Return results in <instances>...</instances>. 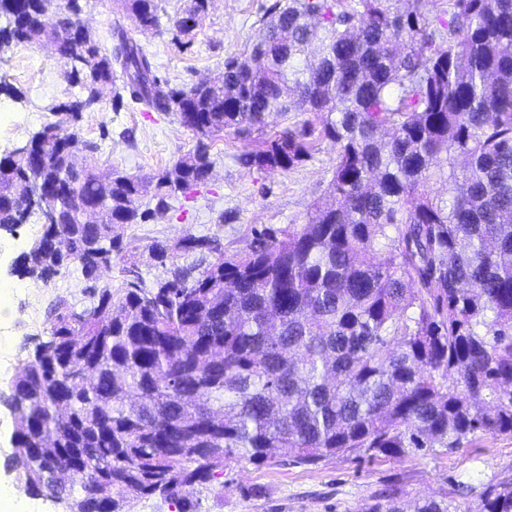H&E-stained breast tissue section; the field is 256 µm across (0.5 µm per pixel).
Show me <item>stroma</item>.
<instances>
[{
	"mask_svg": "<svg viewBox=\"0 0 512 512\" xmlns=\"http://www.w3.org/2000/svg\"><path fill=\"white\" fill-rule=\"evenodd\" d=\"M274 0H211L203 24L190 34L173 37L138 33L124 18L116 0H83L82 18L97 34L103 51H111V27L122 23L129 36L151 53L158 74L171 83L216 80L224 61L246 55L259 20ZM0 154L22 145L41 126L56 122L52 107L63 98V67L38 45L16 43L0 53ZM113 89H105L96 111L84 113L79 124L82 140L97 143L99 166L139 176L144 183L142 203L153 206V178L197 143L195 133L176 115L145 111L142 104L123 97L114 103ZM254 138L224 133L211 148L209 181L173 199L167 213L143 224H120L115 232L123 250L110 270L101 272L99 286L120 290L124 264L135 263L147 285L167 279L170 267L151 259L152 244L176 247L186 237L217 239L225 254L249 248L254 229L280 230L305 223L313 204L323 197L336 152L322 141L312 158L281 170L243 168L238 157L254 145ZM42 219L31 214L15 235L0 236V285H23L0 322L11 328L8 360L0 362V386L31 359L47 338L48 310L63 301L76 309L88 306L87 283L70 269L49 284L21 276L16 269L19 248L41 234ZM512 478V436L482 437L449 451L437 448L386 461H355L331 456L315 466L298 464L288 453L277 452L262 466L226 461L216 480L185 488L194 512H368L380 494L396 487L401 505L411 512L425 498L447 499L448 512H482L485 488Z\"/></svg>",
	"mask_w": 512,
	"mask_h": 512,
	"instance_id": "35a3bbf8",
	"label": "stroma"
}]
</instances>
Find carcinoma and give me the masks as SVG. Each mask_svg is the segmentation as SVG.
Instances as JSON below:
<instances>
[{
	"label": "carcinoma",
	"mask_w": 512,
	"mask_h": 512,
	"mask_svg": "<svg viewBox=\"0 0 512 512\" xmlns=\"http://www.w3.org/2000/svg\"><path fill=\"white\" fill-rule=\"evenodd\" d=\"M161 0H120L143 33L162 31ZM278 0L251 50L221 83L173 86L122 25L104 52L82 30L80 0H0V49L50 41L65 65L62 115L0 155V233L37 210L35 184L64 190L68 214L44 224L18 272L48 282L121 246L117 223L164 214L204 182L209 141L249 136L271 114L306 119L240 156L291 169L323 140L336 146L324 198L303 224L254 230L225 255L156 286L134 264L125 288L48 313V340L0 391L15 418L18 479L64 512H124L130 497L179 492L264 464L288 448L307 466L344 455L398 459L512 436V0ZM209 0L167 17L186 34ZM122 89L174 114L196 146L155 176L99 167L78 123L99 90ZM98 222H82L83 206ZM483 512H512V479L486 488Z\"/></svg>",
	"instance_id": "cac0c4a2"
}]
</instances>
